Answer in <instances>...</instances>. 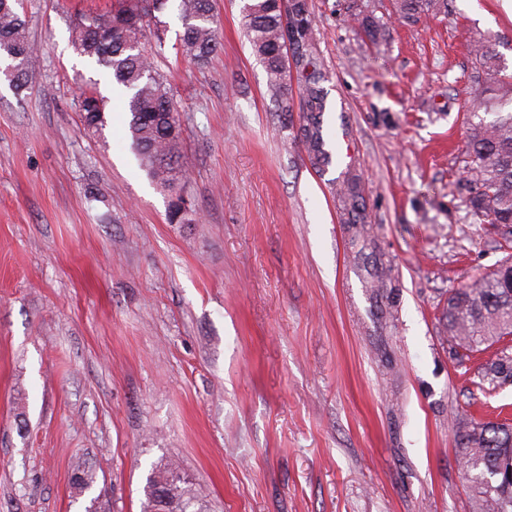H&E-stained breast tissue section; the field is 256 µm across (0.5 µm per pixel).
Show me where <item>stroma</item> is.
<instances>
[{
	"instance_id": "1",
	"label": "stroma",
	"mask_w": 512,
	"mask_h": 512,
	"mask_svg": "<svg viewBox=\"0 0 512 512\" xmlns=\"http://www.w3.org/2000/svg\"><path fill=\"white\" fill-rule=\"evenodd\" d=\"M114 0H24L38 67L0 82V512H82L72 463L105 512H140L153 462H178L208 512H469L456 454L470 418L512 413L495 357L452 355L449 290L512 249L466 214L458 173L473 37L512 38L502 0L391 20L367 0H309L331 128L361 177L375 248L339 219L336 167L314 171L244 36L214 0L222 48L177 58L167 8L157 66L180 106L185 221L134 163L125 96L75 54L77 15ZM109 102L85 135L81 85ZM391 269L385 296L371 288ZM507 351L508 348L500 349L498 347L499 356L495 360L487 363L481 368V372L478 373V378L480 379L479 385L485 383L495 385L509 376L512 378V358L506 355V353H508ZM95 482V475L89 466L83 462H77L72 469L71 485L76 496H82L91 489Z\"/></svg>"
}]
</instances>
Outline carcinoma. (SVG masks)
Returning <instances> with one entry per match:
<instances>
[{"label":"carcinoma","instance_id":"carcinoma-1","mask_svg":"<svg viewBox=\"0 0 512 512\" xmlns=\"http://www.w3.org/2000/svg\"><path fill=\"white\" fill-rule=\"evenodd\" d=\"M169 0H116L110 13L80 15L70 27L77 54L88 57L112 77L127 97L128 132L139 165L153 183L167 192L168 217L184 222L187 208L177 195L184 176L179 151L181 124L167 80L154 62L164 52L162 16ZM21 0H0V47L24 56L25 67L12 88H28L36 61L28 50ZM393 15L416 22L426 14L448 13V0H391ZM182 31L176 53L199 66L209 63L221 49L211 0H176ZM253 54L262 64L271 98L291 111L298 98L302 112L297 138L310 165L322 171L332 162L324 114L327 111L326 75L315 39V18L309 0H243ZM365 35L377 41L389 31L387 23L369 11L357 18ZM153 35V46L145 37ZM289 43L293 62L283 57ZM501 39L480 36L468 44L475 70L474 97L483 108L498 112L487 120L473 113L469 122L463 169L471 173L464 184L469 214L488 224H512V72L500 53ZM298 76L292 86L291 71ZM108 100L93 84L81 93L79 112L85 131L100 137L108 125ZM341 220L353 231L351 242L367 240V216L361 195L360 175L348 169L342 180ZM448 338L456 360L462 364L472 354L503 342L512 335V258L466 288L448 294ZM512 377L507 349L478 373L480 384L495 385ZM457 453L471 482L470 512H512V424L471 421L458 432ZM95 475L83 462L73 466L71 485L77 496L85 494ZM142 512H205L197 494L180 475L179 465L168 460L151 466L143 487Z\"/></svg>","mask_w":512,"mask_h":512}]
</instances>
